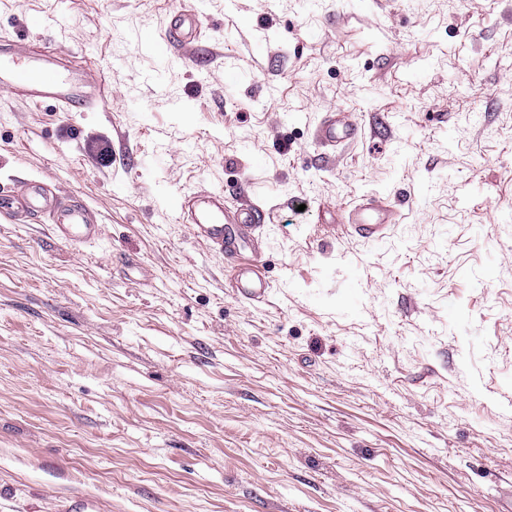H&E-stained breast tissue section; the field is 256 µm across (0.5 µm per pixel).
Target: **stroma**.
<instances>
[{"label": "stroma", "mask_w": 512, "mask_h": 512, "mask_svg": "<svg viewBox=\"0 0 512 512\" xmlns=\"http://www.w3.org/2000/svg\"><path fill=\"white\" fill-rule=\"evenodd\" d=\"M0 0V39L101 71L95 110L0 96V512H500L512 499V0ZM238 81L224 85L225 72ZM329 110L361 135L327 151ZM111 149L110 161L98 157ZM261 204L242 244L167 200ZM398 191L382 245L333 208ZM199 31L195 9L191 5H185L172 16L163 39L169 45L176 43L186 46L198 37ZM23 208L27 214L53 213L56 233L66 240L79 244L95 239L98 224L92 212L82 203L57 206L47 187L38 181H25L0 190V214ZM251 264L243 263L235 267L231 275V288H236L238 294L250 301H260L268 294L272 285Z\"/></svg>", "instance_id": "obj_1"}]
</instances>
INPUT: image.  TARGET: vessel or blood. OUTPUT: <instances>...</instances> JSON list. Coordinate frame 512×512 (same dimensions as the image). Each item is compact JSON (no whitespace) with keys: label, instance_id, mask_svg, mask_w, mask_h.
<instances>
[{"label":"vessel or blood","instance_id":"vessel-or-blood-1","mask_svg":"<svg viewBox=\"0 0 512 512\" xmlns=\"http://www.w3.org/2000/svg\"><path fill=\"white\" fill-rule=\"evenodd\" d=\"M199 31L196 11L188 5L172 16L163 39L184 46L196 39ZM90 90V81L67 69L57 54L23 53L16 42L0 40V95L34 104L48 100L62 112H87L97 103ZM357 133L356 122L341 114L328 115L318 124L315 141L323 147H336ZM17 207L32 215L53 214L56 233L76 244L98 234L95 217L84 204L58 205L41 182L30 180L0 190V214ZM174 208L183 222L204 226L208 236L228 254L236 252L239 241L250 237L266 219L265 210L251 201L229 209L223 190L216 188L178 196ZM343 221L354 234L374 242L384 238L389 225L399 223L400 214L390 197L373 193L353 202ZM230 284L250 301L264 299L270 288L269 281L246 263L235 267Z\"/></svg>","mask_w":512,"mask_h":512}]
</instances>
